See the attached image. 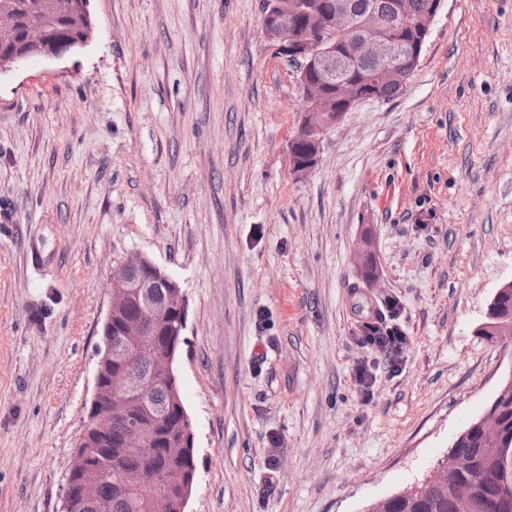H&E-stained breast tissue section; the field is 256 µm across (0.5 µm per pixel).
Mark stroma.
Masks as SVG:
<instances>
[{
	"label": "stroma",
	"instance_id": "1",
	"mask_svg": "<svg viewBox=\"0 0 512 512\" xmlns=\"http://www.w3.org/2000/svg\"><path fill=\"white\" fill-rule=\"evenodd\" d=\"M261 3L91 0L87 46L0 76V512H60L137 254L188 297L186 512H366L512 368L480 332L512 280V0H445L405 90L347 112L303 176V89ZM377 316L396 351L362 343Z\"/></svg>",
	"mask_w": 512,
	"mask_h": 512
}]
</instances>
